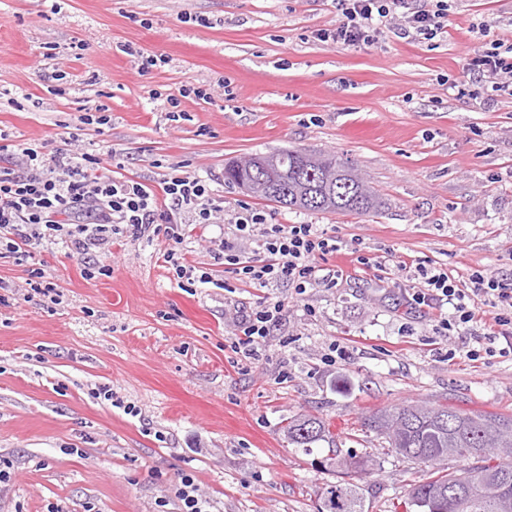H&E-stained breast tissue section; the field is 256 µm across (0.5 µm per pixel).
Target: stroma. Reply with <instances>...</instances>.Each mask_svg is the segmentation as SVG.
<instances>
[{
	"label": "stroma",
	"instance_id": "35a3bbf8",
	"mask_svg": "<svg viewBox=\"0 0 512 512\" xmlns=\"http://www.w3.org/2000/svg\"><path fill=\"white\" fill-rule=\"evenodd\" d=\"M337 21L333 0H0V166L25 169L20 146L35 142L154 187L186 172L226 217L247 202L271 224L360 239L376 261L512 278V98L474 96L467 69L512 33V0H448V28L430 41L394 24L371 45L316 38ZM138 51L157 65L139 70ZM99 105L106 124L81 122ZM288 148L351 161L384 208L295 212L225 183L229 160ZM184 232L178 245L117 236L82 256L43 239L29 260L0 256V512H181L185 472L209 512H319L341 475L324 450L288 446L282 428L300 414L329 419L342 450L377 457L353 481L365 512H397L434 470L379 446L366 418L417 401L512 415V358L449 361L439 310L410 308L392 266L361 271L346 248L324 266L347 282L299 298L226 272V222ZM169 250L211 283L185 287ZM89 259L105 274L87 275ZM34 268L58 299L31 290ZM263 302L283 316L248 358L236 312ZM335 340L346 355L324 364Z\"/></svg>",
	"mask_w": 512,
	"mask_h": 512
}]
</instances>
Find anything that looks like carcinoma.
I'll return each instance as SVG.
<instances>
[{"label":"carcinoma","instance_id":"cac0c4a2","mask_svg":"<svg viewBox=\"0 0 512 512\" xmlns=\"http://www.w3.org/2000/svg\"><path fill=\"white\" fill-rule=\"evenodd\" d=\"M276 185L258 198L295 211L317 213H379L385 202L358 170L334 154L304 149L274 153ZM365 426L385 440L396 455L418 465L438 466L437 476L415 484L403 504L407 512H502L512 500V416L467 413L446 404H401L374 412ZM287 443L311 454L327 444L328 461L347 471L362 472L380 465L371 455L342 454L329 420L318 416L292 419L283 427ZM499 448V453H486ZM455 459L464 466L443 467ZM324 512H363L355 484L341 480L328 486Z\"/></svg>","mask_w":512,"mask_h":512}]
</instances>
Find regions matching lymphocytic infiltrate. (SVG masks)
I'll return each instance as SVG.
<instances>
[{"instance_id":"f902f5d3","label":"lymphocytic infiltrate","mask_w":512,"mask_h":512,"mask_svg":"<svg viewBox=\"0 0 512 512\" xmlns=\"http://www.w3.org/2000/svg\"><path fill=\"white\" fill-rule=\"evenodd\" d=\"M406 0H336L340 22L324 30L325 39L343 45L368 44L383 22L401 20L403 34L430 40L448 26L447 0H432L430 8L406 12ZM484 85L512 96V39H499L479 47L469 62ZM28 171L18 174L0 167V246L17 259L28 257L32 241L28 227H44L45 237L63 234L76 254L108 244L111 235L124 234L138 240L151 228L163 229L174 243L184 239L182 210H189L196 224L217 223L224 210L209 183L190 174H178L163 181L161 188L132 179L114 177L100 168V161L86 153L59 152L44 156L34 143L22 149ZM90 212L91 218L65 229L61 215ZM232 238L225 241V262L239 280L261 287L285 280L296 294L324 285L336 287L340 272H322L321 260L342 248L336 236L316 224H271L263 211L242 205L231 217ZM262 234V259H243L235 249L254 232ZM413 282L404 295L418 308L444 306L447 316L434 326L441 336H458L462 342L450 348L449 358L482 364L512 355V280L481 270L460 277L444 265H417ZM492 309L487 332L474 334L472 324L477 305ZM282 317L279 304L257 306L239 312L238 343L255 353L273 325Z\"/></svg>"}]
</instances>
